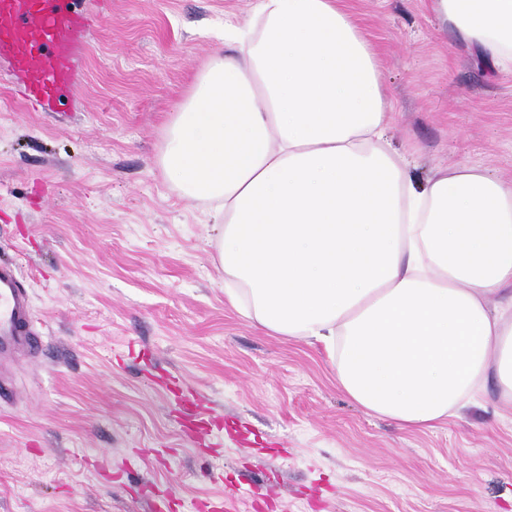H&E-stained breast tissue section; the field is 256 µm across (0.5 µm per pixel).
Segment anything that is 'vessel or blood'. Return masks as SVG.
I'll return each mask as SVG.
<instances>
[{
    "label": "vessel or blood",
    "mask_w": 512,
    "mask_h": 512,
    "mask_svg": "<svg viewBox=\"0 0 512 512\" xmlns=\"http://www.w3.org/2000/svg\"><path fill=\"white\" fill-rule=\"evenodd\" d=\"M96 19L85 0H0V53L8 57L0 79L21 82L32 105H54L77 85L76 63ZM41 349L22 275L1 261L0 402L16 394L12 369Z\"/></svg>",
    "instance_id": "vessel-or-blood-1"
}]
</instances>
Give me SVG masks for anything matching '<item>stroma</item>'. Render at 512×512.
Masks as SVG:
<instances>
[{
  "label": "stroma",
  "mask_w": 512,
  "mask_h": 512,
  "mask_svg": "<svg viewBox=\"0 0 512 512\" xmlns=\"http://www.w3.org/2000/svg\"><path fill=\"white\" fill-rule=\"evenodd\" d=\"M255 0H111L77 106L0 81V257L42 339L0 407V512H512V406L406 431L337 388L321 347L244 320L213 221L157 165L165 122ZM378 52L388 141L416 172L512 181V72L430 0H339ZM193 391L209 420L195 433Z\"/></svg>",
  "instance_id": "35a3bbf8"
}]
</instances>
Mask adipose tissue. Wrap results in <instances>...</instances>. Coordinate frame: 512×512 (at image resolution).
I'll use <instances>...</instances> for the list:
<instances>
[{"label": "adipose tissue", "instance_id": "obj_1", "mask_svg": "<svg viewBox=\"0 0 512 512\" xmlns=\"http://www.w3.org/2000/svg\"><path fill=\"white\" fill-rule=\"evenodd\" d=\"M484 67L512 69V0H432ZM173 112L158 164L209 205L224 295L321 345L350 401L432 428L493 385L512 405V183L418 181L389 148L377 54L336 0H256Z\"/></svg>", "mask_w": 512, "mask_h": 512}]
</instances>
